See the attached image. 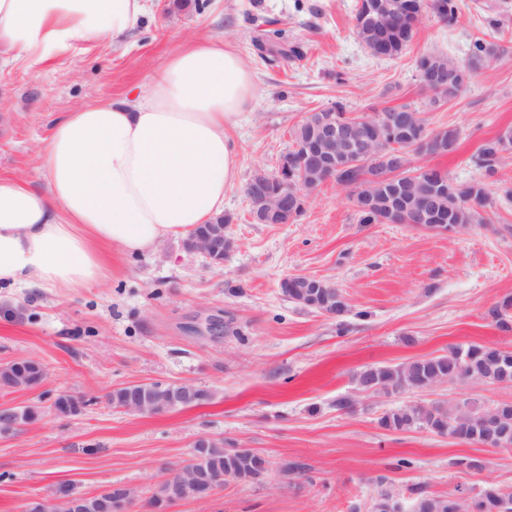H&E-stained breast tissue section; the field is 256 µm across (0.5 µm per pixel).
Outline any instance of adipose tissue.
<instances>
[{"instance_id": "ef3b65f1", "label": "adipose tissue", "mask_w": 512, "mask_h": 512, "mask_svg": "<svg viewBox=\"0 0 512 512\" xmlns=\"http://www.w3.org/2000/svg\"><path fill=\"white\" fill-rule=\"evenodd\" d=\"M147 12L146 0H0V51L46 63L119 40ZM254 90L238 54L205 40L164 62L145 98L58 120L36 154L47 192L0 177V288H93L112 253L153 250L221 215L238 179L225 128Z\"/></svg>"}]
</instances>
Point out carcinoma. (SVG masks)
<instances>
[{"mask_svg": "<svg viewBox=\"0 0 512 512\" xmlns=\"http://www.w3.org/2000/svg\"><path fill=\"white\" fill-rule=\"evenodd\" d=\"M422 10L431 12L442 22L454 21L459 12L457 0H419ZM502 12L484 18L489 37L474 41L469 57L458 63L443 53H423L416 58L415 64L419 76L432 70L444 72L446 82L435 89L424 83L423 89L433 100H448L457 96L466 86L472 75L486 69L496 60L504 47L498 33L503 27ZM353 27L363 42L371 41L385 27V21L379 19L375 0H358L353 16ZM418 25L404 32L387 34L388 44L383 57L393 58L402 54L412 43ZM307 118L294 127L291 133L292 149L282 157L283 169L278 170L267 180V189L275 193L281 178H288L303 195L288 202V217L281 223L294 221L304 212V199L317 187L311 172L301 163L302 150L307 139ZM459 132L455 128L437 132L428 129L423 118L419 117L406 129L392 127L387 123L374 129V137L368 145L370 149H388L413 156L412 146L419 142L425 156H444L456 150ZM512 151V128L485 139L471 157V162L491 177L498 172L502 162ZM373 159L362 156L352 164L336 170L338 181L351 187L350 200L356 207L360 224H400L404 221L415 222L414 205L427 198H435L438 208L446 215L443 227L461 229L469 224L484 221L482 211L493 208L498 198L493 196L483 180L457 182L448 177V173L437 168H428L411 182L408 191H402L397 178L375 180L372 173ZM288 299L298 305L326 314L341 316L349 311V305L343 301L341 292L324 280H311L309 287L296 288L288 285ZM488 315L502 330L512 329V299L506 298L489 309ZM505 370L512 371V351L496 345L470 344L466 347L455 346L448 353L415 359L399 365L370 367L360 371L356 383L363 388L368 383L380 386L385 394L420 392L434 381L444 379L469 381L486 386H495ZM489 410L481 403L443 405H410L390 410L382 415L380 425L396 432L412 429H427L436 433L448 431L455 425L463 433L462 441L481 445L490 443V429L484 427ZM207 463L217 473L229 480L259 482L266 474L264 461L246 453H231L224 449L223 443L215 441L204 449ZM414 512H512V492L505 491L493 483H483L475 495L446 497L420 494L414 504Z\"/></svg>", "mask_w": 512, "mask_h": 512, "instance_id": "cac0c4a2", "label": "carcinoma"}]
</instances>
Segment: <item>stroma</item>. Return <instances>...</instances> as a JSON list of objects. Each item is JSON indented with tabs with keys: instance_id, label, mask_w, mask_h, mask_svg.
Wrapping results in <instances>:
<instances>
[{
	"instance_id": "1",
	"label": "stroma",
	"mask_w": 512,
	"mask_h": 512,
	"mask_svg": "<svg viewBox=\"0 0 512 512\" xmlns=\"http://www.w3.org/2000/svg\"><path fill=\"white\" fill-rule=\"evenodd\" d=\"M148 0L142 26L118 42L89 40L56 60L30 65L0 54V177L43 188L35 155L54 124L83 105L147 93L155 70L191 43L222 40L255 77L254 98L229 128L239 169L224 192L234 241L223 266L186 252L183 238L156 250L113 254L112 275L96 288L52 293L0 290V364L42 362L46 377L24 390L0 385V407L37 408L36 421L0 434V512H22L59 487L92 494L133 489L131 512H145L157 485L210 436L249 448L270 468L258 482L227 481L206 502L176 512H370L390 492L413 512L419 492L451 495L485 482L512 490V450L466 444L425 429L393 432L380 417L403 405L465 399L512 401V387L445 383L424 392L365 394L354 376L446 353L466 344L512 351V330L487 315L512 296V205L448 234L411 224H361L343 187L313 192L293 224L252 220L244 194L257 171L274 172L306 115L334 103L375 115L410 105L430 130L459 131L456 151L422 163L457 181L512 183V159L485 177L470 161L480 143L512 127V17L502 56L466 90L432 107L415 60L441 52L462 61L484 36L483 18L512 0H458L454 25L424 15L410 47L395 58L369 54L352 25L357 0ZM273 22L300 59H260L253 41ZM331 282L350 307L344 319L285 297L284 278ZM188 383L198 404L160 415L114 407L108 395L131 383ZM82 399L79 414H58L59 395ZM341 398L351 409L337 408ZM478 456L474 474L456 458ZM299 463L284 474L283 462Z\"/></svg>"
}]
</instances>
